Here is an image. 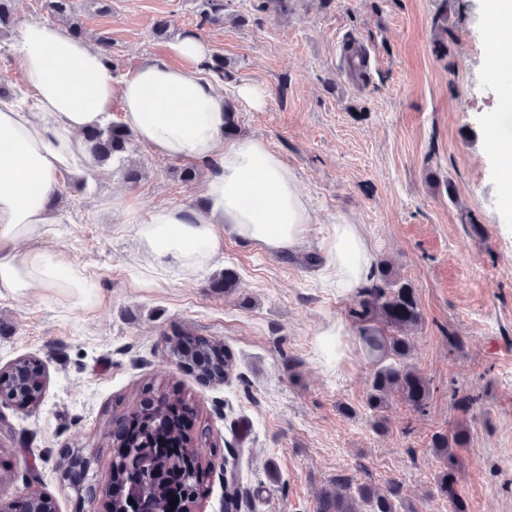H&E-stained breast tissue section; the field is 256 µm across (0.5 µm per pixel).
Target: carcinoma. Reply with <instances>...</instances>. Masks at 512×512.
Segmentation results:
<instances>
[{
  "label": "carcinoma",
  "instance_id": "obj_1",
  "mask_svg": "<svg viewBox=\"0 0 512 512\" xmlns=\"http://www.w3.org/2000/svg\"><path fill=\"white\" fill-rule=\"evenodd\" d=\"M15 0H0V31L14 24ZM43 8L52 16L72 20L70 30L74 37L84 35L82 24L73 19V0H43ZM199 25L214 24L224 19V0H198ZM205 70L224 80L230 78L224 64V55L212 54ZM134 135L123 124L110 122L94 126L83 133L87 150L98 162L123 158L132 145ZM211 287L222 288L228 294L237 290L238 277L231 270L215 278ZM351 316L358 324L359 338L365 351L369 371L367 405L375 412L388 407L389 395L396 393L413 410L421 411L430 396V383L408 363L411 354L407 331L419 326L421 312L414 288L390 266L383 264L371 271L368 284L359 288L357 307ZM170 352L175 360L192 364L206 378L221 380L233 368V359L223 346L208 338L183 335L170 341ZM189 402L176 392H166L163 400L142 410L140 421L142 433L134 439L121 437L112 441L117 462L112 464V504L114 512H122L130 487L137 488L145 500L148 512H167L169 488L162 476L150 469L136 485L126 474L118 459L124 449L136 448L150 457L154 454L151 444L158 428L176 434L182 433L178 406ZM465 433L453 429L448 433H437L432 446L442 460L443 467L437 479V489L448 499L450 512H469L468 504L458 485L459 456L456 449L466 445ZM172 469L183 472L184 481L192 484L200 481V464L196 449L183 448L171 457ZM401 489L394 485L380 491L370 484L350 488L347 480L338 478L324 489L317 501V512H398Z\"/></svg>",
  "mask_w": 512,
  "mask_h": 512
}]
</instances>
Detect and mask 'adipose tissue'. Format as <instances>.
<instances>
[{"instance_id":"ef3b65f1","label":"adipose tissue","mask_w":512,"mask_h":512,"mask_svg":"<svg viewBox=\"0 0 512 512\" xmlns=\"http://www.w3.org/2000/svg\"><path fill=\"white\" fill-rule=\"evenodd\" d=\"M33 107L0 104V288L23 296L39 288H66L88 298L96 281L60 251L33 247L66 215L51 198L62 168L90 162L83 130L101 124L113 98L123 124L157 153L213 166L205 208L160 204L149 210L116 199L134 227L138 254L152 268L191 275L224 251L225 234L272 251L291 250L309 234V207L294 175L259 139L224 140L220 86L199 69L209 55L194 35L169 46L175 67L148 60L115 80L103 53L64 25L27 21L12 46ZM326 260L321 283L348 293L368 278L371 249L358 225L340 219L320 242Z\"/></svg>"}]
</instances>
